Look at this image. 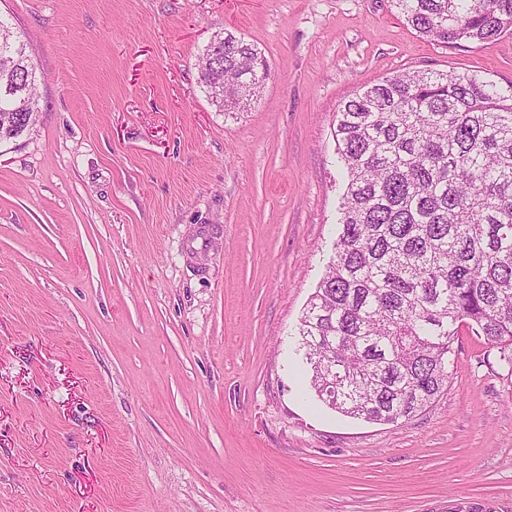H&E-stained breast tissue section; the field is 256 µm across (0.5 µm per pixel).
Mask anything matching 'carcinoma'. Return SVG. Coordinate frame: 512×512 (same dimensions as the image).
<instances>
[{"label":"carcinoma","mask_w":512,"mask_h":512,"mask_svg":"<svg viewBox=\"0 0 512 512\" xmlns=\"http://www.w3.org/2000/svg\"><path fill=\"white\" fill-rule=\"evenodd\" d=\"M420 36L489 47L512 35V0H392ZM0 133L15 98L39 112L22 35L0 20ZM209 99L252 100L259 49L224 32V71L202 58ZM345 188L335 254L298 335L319 398L394 424L445 390L461 330L512 364V83L412 70L356 90L337 110Z\"/></svg>","instance_id":"carcinoma-1"}]
</instances>
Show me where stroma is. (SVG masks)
Masks as SVG:
<instances>
[{"label":"stroma","instance_id":"obj_1","mask_svg":"<svg viewBox=\"0 0 512 512\" xmlns=\"http://www.w3.org/2000/svg\"><path fill=\"white\" fill-rule=\"evenodd\" d=\"M39 78L0 143V512H512V365L379 424L320 402L296 326L334 254L336 111L405 70L512 83V35L391 0H0ZM264 54L222 112L198 58ZM420 36L445 47H489L512 35V0H392ZM219 34H223L221 37L224 43L222 44L215 35L207 47L212 46V58L224 57V71H217L216 62L202 54L199 80L206 88L210 101L215 105L213 99L218 94L221 80L224 78V93L220 97L219 106L224 112H233L229 109L237 106L240 101H251L257 96L260 78L265 77V73L259 76V70L262 69L267 75L269 69L267 61L254 44L247 43L232 32L224 31ZM244 103L235 108L241 109Z\"/></svg>","mask_w":512,"mask_h":512}]
</instances>
